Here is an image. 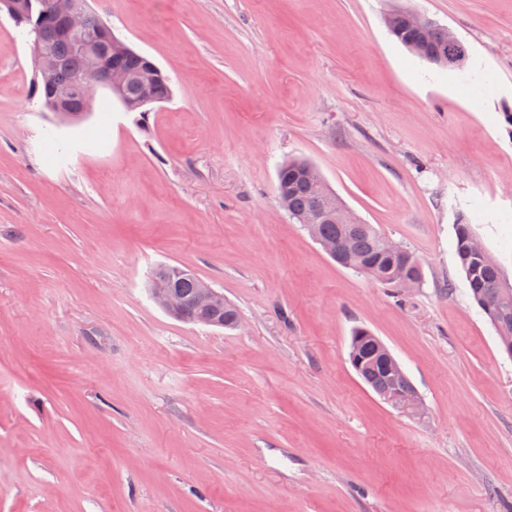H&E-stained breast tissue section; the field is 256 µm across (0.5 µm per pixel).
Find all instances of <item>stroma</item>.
Returning a JSON list of instances; mask_svg holds the SVG:
<instances>
[{"mask_svg":"<svg viewBox=\"0 0 512 512\" xmlns=\"http://www.w3.org/2000/svg\"><path fill=\"white\" fill-rule=\"evenodd\" d=\"M170 76L140 114L100 92L62 123L0 14V512H512V357L470 296L465 215L512 275V0H89ZM401 4L463 67L411 54ZM309 159L414 251L403 290L337 265L276 196ZM180 264L240 310L178 321ZM371 328L420 418L348 362ZM420 29H425L431 20L423 14L411 13L409 19L408 10L393 9L384 17V23L389 33L395 37L404 47H406L413 55L421 60L427 61L445 68H456L463 66L467 55L464 56V45L452 31L449 38L457 47V54L452 56L448 63H456V65L448 66L444 59L448 57V27L433 21L432 25L426 30L416 29L411 22ZM421 45L423 51L417 52L414 48ZM201 279L189 268L179 264H166L158 267L152 274L150 288H154L151 297L155 304L173 317H179L182 302L170 293L169 290L159 288H169L183 295L188 304L182 312V318L178 319L184 322L202 324L206 314L203 309L193 302V296L197 293V301L209 309H223L224 321L222 318H211L205 321L208 326H224L225 329L233 330L234 323L236 328L242 326V321L237 309L224 301V294L215 288H212L206 282L201 283ZM197 288L198 292H197ZM237 319V321H236ZM236 321V322H235Z\"/></svg>","mask_w":512,"mask_h":512,"instance_id":"1","label":"stroma"}]
</instances>
